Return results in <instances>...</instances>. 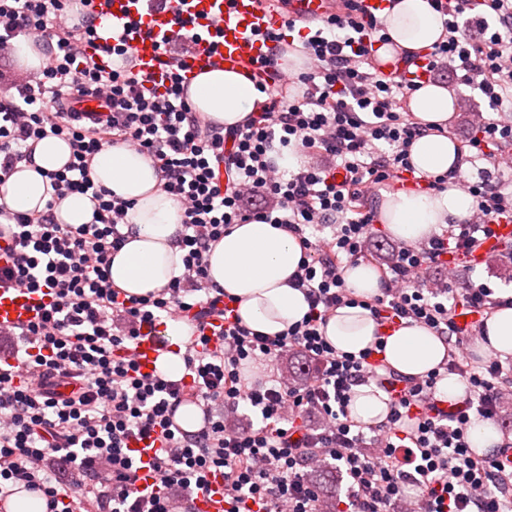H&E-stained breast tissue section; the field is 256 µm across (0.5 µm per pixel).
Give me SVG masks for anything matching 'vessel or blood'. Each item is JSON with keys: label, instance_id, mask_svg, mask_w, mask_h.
Returning a JSON list of instances; mask_svg holds the SVG:
<instances>
[{"label": "vessel or blood", "instance_id": "vessel-or-blood-1", "mask_svg": "<svg viewBox=\"0 0 512 512\" xmlns=\"http://www.w3.org/2000/svg\"><path fill=\"white\" fill-rule=\"evenodd\" d=\"M278 0H185L179 10L163 0H108L104 17L111 23V42L129 47L140 70L152 75L157 90H165L170 75L159 66L162 37L179 29L198 33L183 58L181 75L192 81L211 69L258 71L270 57L266 33L279 29L286 18L303 22L325 19L336 11V0H289L280 11ZM47 291L30 292L8 283L0 286V326L32 320L47 304ZM162 352L159 337L144 336L135 348L140 368L157 364ZM198 512H224V479H209V489L196 502Z\"/></svg>", "mask_w": 512, "mask_h": 512}]
</instances>
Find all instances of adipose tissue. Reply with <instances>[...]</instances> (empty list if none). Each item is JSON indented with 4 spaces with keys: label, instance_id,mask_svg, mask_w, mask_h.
<instances>
[{
    "label": "adipose tissue",
    "instance_id": "1",
    "mask_svg": "<svg viewBox=\"0 0 512 512\" xmlns=\"http://www.w3.org/2000/svg\"><path fill=\"white\" fill-rule=\"evenodd\" d=\"M383 15L390 41L377 52L382 61L423 52L444 35L440 16L429 0H392ZM188 97L203 117L227 129L242 124L262 100L242 72L224 69L199 74L188 88ZM409 107L417 122L434 128L412 145L411 162L417 172L439 175L460 165L457 145L444 132L454 115L453 91L442 84H424L411 96ZM70 155L69 145L59 138L39 141L32 163H19L0 185V201L20 212L43 210L52 193L47 175L63 169ZM90 177L133 204L128 212L133 234L110 264L113 284L134 296L160 292L182 267L183 252L176 243L181 219L177 202L160 189L151 161L122 145L96 154ZM472 208V197L453 185L427 194L400 191L384 198L377 221L395 240L412 244L461 223ZM301 256L290 233L252 220L233 225L212 245L206 259L213 283L238 298L243 322L255 332L273 336L301 321L309 310L302 291L289 283ZM378 332L369 310L356 305L338 308L323 328L329 343L349 354L372 346ZM476 349L504 360L512 358V306L489 316L486 337ZM383 357L395 372L418 377L446 361L448 346L426 328L405 325L390 331ZM388 411L384 391L373 385L353 387L348 412L356 423L381 424Z\"/></svg>",
    "mask_w": 512,
    "mask_h": 512
}]
</instances>
